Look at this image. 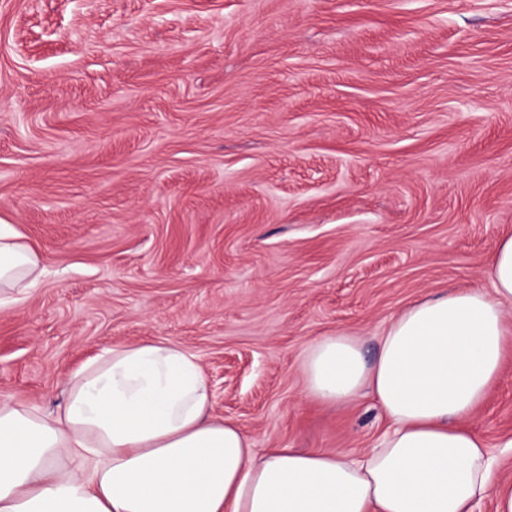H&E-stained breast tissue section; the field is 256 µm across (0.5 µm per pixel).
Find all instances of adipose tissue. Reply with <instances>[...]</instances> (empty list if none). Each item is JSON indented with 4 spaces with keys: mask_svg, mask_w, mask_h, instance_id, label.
<instances>
[{
    "mask_svg": "<svg viewBox=\"0 0 512 512\" xmlns=\"http://www.w3.org/2000/svg\"><path fill=\"white\" fill-rule=\"evenodd\" d=\"M45 270L0 225V295ZM490 290L448 288L403 308L366 362L358 335L309 343L304 394L344 406L369 392L389 423L359 452L257 454L236 424L211 416L197 358L171 342L103 349L72 372L58 412L0 398V512H512L465 422L512 349V236L487 271Z\"/></svg>",
    "mask_w": 512,
    "mask_h": 512,
    "instance_id": "adipose-tissue-1",
    "label": "adipose tissue"
}]
</instances>
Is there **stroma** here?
Here are the masks:
<instances>
[{
	"instance_id": "1",
	"label": "stroma",
	"mask_w": 512,
	"mask_h": 512,
	"mask_svg": "<svg viewBox=\"0 0 512 512\" xmlns=\"http://www.w3.org/2000/svg\"><path fill=\"white\" fill-rule=\"evenodd\" d=\"M0 221L48 275L0 307V395L55 410L103 348L170 341L257 451H358L374 398L305 346L512 235V0H0ZM512 479V357L467 421Z\"/></svg>"
}]
</instances>
